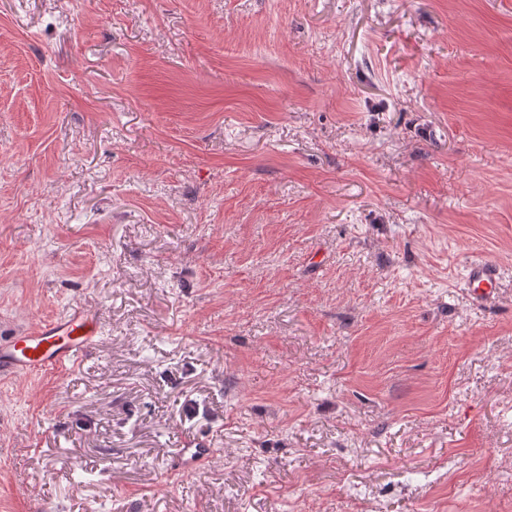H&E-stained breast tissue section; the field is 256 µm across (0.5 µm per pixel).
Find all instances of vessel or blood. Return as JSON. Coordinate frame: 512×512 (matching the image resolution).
I'll return each instance as SVG.
<instances>
[{
  "mask_svg": "<svg viewBox=\"0 0 512 512\" xmlns=\"http://www.w3.org/2000/svg\"><path fill=\"white\" fill-rule=\"evenodd\" d=\"M467 282L474 298H493L498 283L496 266L488 261L471 264ZM99 339L98 317L84 310L74 311L0 342V373L41 374L65 368L76 363ZM176 456L179 470L188 471L213 460L216 451L209 441L200 439L178 449Z\"/></svg>",
  "mask_w": 512,
  "mask_h": 512,
  "instance_id": "vessel-or-blood-1",
  "label": "vessel or blood"
}]
</instances>
